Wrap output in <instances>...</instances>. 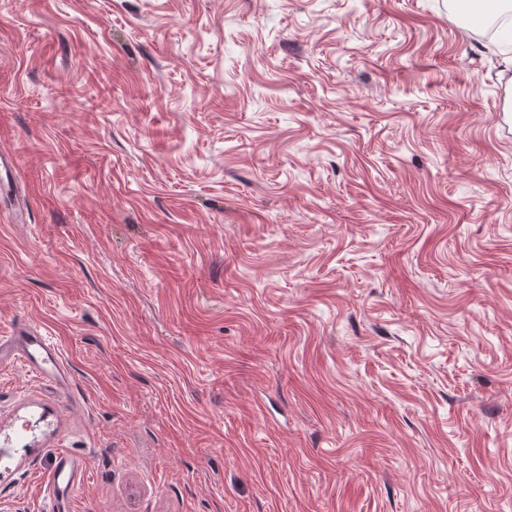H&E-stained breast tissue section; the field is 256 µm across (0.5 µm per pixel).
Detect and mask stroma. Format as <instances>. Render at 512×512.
Returning a JSON list of instances; mask_svg holds the SVG:
<instances>
[{"instance_id":"1","label":"stroma","mask_w":512,"mask_h":512,"mask_svg":"<svg viewBox=\"0 0 512 512\" xmlns=\"http://www.w3.org/2000/svg\"><path fill=\"white\" fill-rule=\"evenodd\" d=\"M0 512H512V46L448 0H0ZM18 344V354L30 370L40 378L60 376L64 374L54 344L45 336L35 335L26 329H18L15 337ZM62 371V373H61ZM87 464L86 460L76 461L65 452L58 454L50 482L47 484L48 496L56 506V509L53 508L50 512H61V509L64 510L62 512H67L64 505L73 497L84 480L88 470Z\"/></svg>"}]
</instances>
